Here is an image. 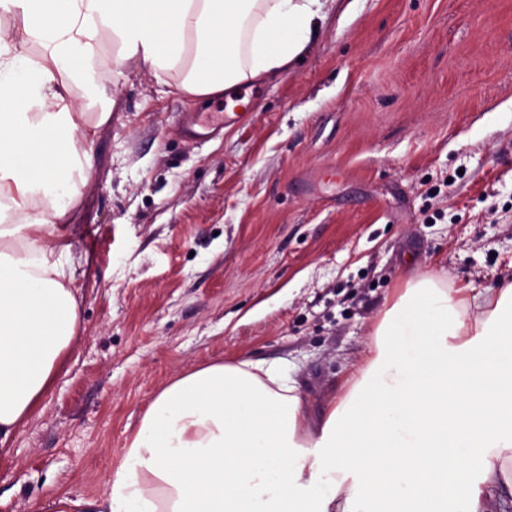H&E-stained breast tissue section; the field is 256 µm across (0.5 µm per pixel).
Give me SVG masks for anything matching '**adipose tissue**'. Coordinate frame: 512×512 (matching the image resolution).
<instances>
[{"label": "adipose tissue", "instance_id": "obj_1", "mask_svg": "<svg viewBox=\"0 0 512 512\" xmlns=\"http://www.w3.org/2000/svg\"><path fill=\"white\" fill-rule=\"evenodd\" d=\"M336 0H11L0 27V439L77 338L65 218L111 116L99 40L191 96L275 78ZM40 47V59L29 50ZM81 87L82 99L67 97ZM512 495V282L425 274L373 330L352 383L307 421L294 381L250 360L178 375L128 437L103 502L64 512H485Z\"/></svg>", "mask_w": 512, "mask_h": 512}]
</instances>
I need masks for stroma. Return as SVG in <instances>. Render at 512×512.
<instances>
[{
  "label": "stroma",
  "instance_id": "35a3bbf8",
  "mask_svg": "<svg viewBox=\"0 0 512 512\" xmlns=\"http://www.w3.org/2000/svg\"><path fill=\"white\" fill-rule=\"evenodd\" d=\"M112 102L72 222L77 339L0 454V512L103 500L174 377L277 365L321 417L415 275L512 278V0H353L247 122L102 44ZM100 235L98 249L85 244Z\"/></svg>",
  "mask_w": 512,
  "mask_h": 512
}]
</instances>
